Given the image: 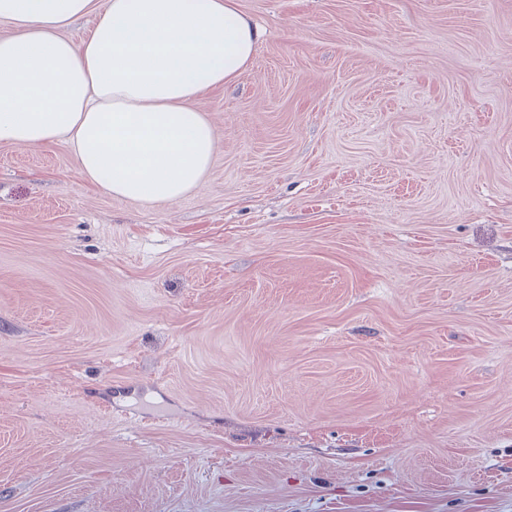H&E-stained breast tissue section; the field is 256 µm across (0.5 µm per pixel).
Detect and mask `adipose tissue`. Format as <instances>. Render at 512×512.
<instances>
[{
	"instance_id": "adipose-tissue-1",
	"label": "adipose tissue",
	"mask_w": 512,
	"mask_h": 512,
	"mask_svg": "<svg viewBox=\"0 0 512 512\" xmlns=\"http://www.w3.org/2000/svg\"><path fill=\"white\" fill-rule=\"evenodd\" d=\"M89 16L88 37L65 30ZM0 144L67 140L115 197L171 203L217 149L198 106L235 82L261 37L237 0H0Z\"/></svg>"
}]
</instances>
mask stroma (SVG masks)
<instances>
[{"label": "stroma", "mask_w": 512, "mask_h": 512, "mask_svg": "<svg viewBox=\"0 0 512 512\" xmlns=\"http://www.w3.org/2000/svg\"><path fill=\"white\" fill-rule=\"evenodd\" d=\"M173 203L0 145V512H512V0H238Z\"/></svg>", "instance_id": "35a3bbf8"}]
</instances>
